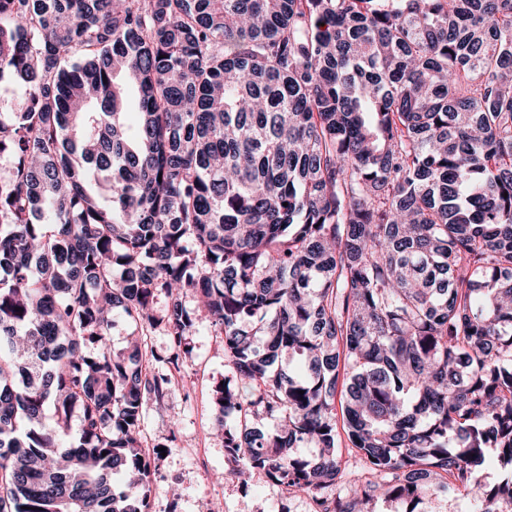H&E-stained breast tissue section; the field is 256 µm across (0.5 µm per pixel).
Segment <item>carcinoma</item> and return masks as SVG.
I'll return each instance as SVG.
<instances>
[{
	"label": "carcinoma",
	"mask_w": 512,
	"mask_h": 512,
	"mask_svg": "<svg viewBox=\"0 0 512 512\" xmlns=\"http://www.w3.org/2000/svg\"><path fill=\"white\" fill-rule=\"evenodd\" d=\"M6 72L0 512L148 508L172 379L106 337L177 361L187 291L232 463L320 512H512V0H0Z\"/></svg>",
	"instance_id": "obj_1"
}]
</instances>
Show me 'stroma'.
I'll return each instance as SVG.
<instances>
[{
	"label": "stroma",
	"mask_w": 512,
	"mask_h": 512,
	"mask_svg": "<svg viewBox=\"0 0 512 512\" xmlns=\"http://www.w3.org/2000/svg\"><path fill=\"white\" fill-rule=\"evenodd\" d=\"M195 313L187 339L188 350L177 364H169L170 342L164 330L144 329L120 320L112 327L108 346L122 351L130 335L143 337L153 371L174 374L175 383L163 402L144 406L141 441L151 458V487L157 512H309L303 494H290L284 486L254 473L240 476L224 450L223 429L233 426L235 415L220 416L215 403L219 385L235 377L224 357V337L210 318L197 313L193 292L182 297Z\"/></svg>",
	"instance_id": "1"
}]
</instances>
